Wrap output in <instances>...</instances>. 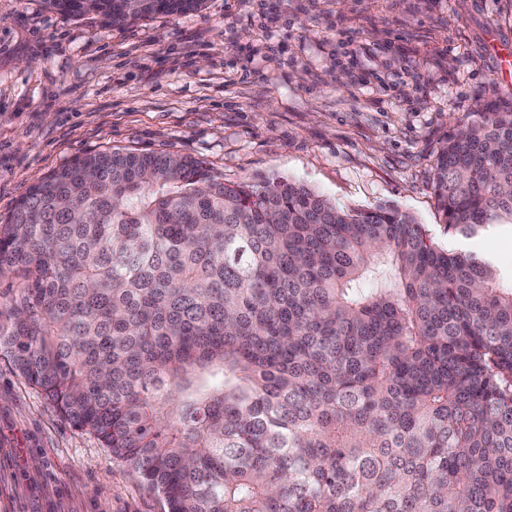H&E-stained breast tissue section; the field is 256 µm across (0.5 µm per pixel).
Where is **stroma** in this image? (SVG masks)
I'll list each match as a JSON object with an SVG mask.
<instances>
[{"label": "stroma", "mask_w": 512, "mask_h": 512, "mask_svg": "<svg viewBox=\"0 0 512 512\" xmlns=\"http://www.w3.org/2000/svg\"><path fill=\"white\" fill-rule=\"evenodd\" d=\"M512 0H206L121 27L0 0V219L37 178L112 149L276 174L336 204L394 205L454 244L441 143L512 97L491 45ZM512 286V228L473 241ZM97 437L0 353V512H162Z\"/></svg>", "instance_id": "obj_1"}]
</instances>
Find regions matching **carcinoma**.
Instances as JSON below:
<instances>
[{
    "label": "carcinoma",
    "instance_id": "carcinoma-1",
    "mask_svg": "<svg viewBox=\"0 0 512 512\" xmlns=\"http://www.w3.org/2000/svg\"><path fill=\"white\" fill-rule=\"evenodd\" d=\"M114 26L204 0H44ZM447 137L448 231L512 226V98ZM393 205L103 150L0 220V351L164 512H512V288Z\"/></svg>",
    "mask_w": 512,
    "mask_h": 512
}]
</instances>
